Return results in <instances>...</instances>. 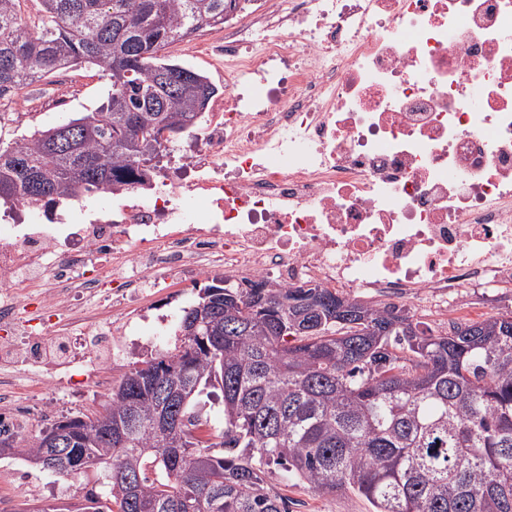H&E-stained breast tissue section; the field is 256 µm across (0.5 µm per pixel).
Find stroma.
Returning a JSON list of instances; mask_svg holds the SVG:
<instances>
[{
  "instance_id": "stroma-1",
  "label": "stroma",
  "mask_w": 512,
  "mask_h": 512,
  "mask_svg": "<svg viewBox=\"0 0 512 512\" xmlns=\"http://www.w3.org/2000/svg\"><path fill=\"white\" fill-rule=\"evenodd\" d=\"M167 56L186 67L204 72L216 87L224 85V61L204 47L203 42L189 40L171 45ZM111 88L107 75L97 67L63 69L46 75L41 81L19 90L11 102L25 112L22 121H15L11 110L0 106V144H12L35 130L58 125L99 103ZM210 275L196 277L191 283L178 284L161 290L147 300L139 301L143 311L157 307L164 311H180L196 302L200 288L208 284ZM398 307L407 309L415 319L424 322L433 333L447 332L454 322L476 321L488 316L512 312V285L505 284L485 294L480 290L463 289L449 300L447 310L440 311L398 300ZM136 355L114 363L95 360L89 363L77 384L58 390L57 372L44 370L31 376L16 390V412L31 407L46 410L42 426L67 415L99 413L122 376L136 362ZM271 491L286 495L291 501L290 512H372L371 504L357 495L322 497L307 483L283 485L279 469H272L267 479ZM96 477L65 479L41 471L22 459L0 455V512H23L30 494H37L38 507L56 512L57 508L83 503L89 490H101Z\"/></svg>"
}]
</instances>
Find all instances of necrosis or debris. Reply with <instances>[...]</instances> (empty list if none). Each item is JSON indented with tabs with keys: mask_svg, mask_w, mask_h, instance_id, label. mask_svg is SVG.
Returning <instances> with one entry per match:
<instances>
[{
	"mask_svg": "<svg viewBox=\"0 0 512 512\" xmlns=\"http://www.w3.org/2000/svg\"><path fill=\"white\" fill-rule=\"evenodd\" d=\"M210 46L187 175L88 221L0 214L1 366L70 368L75 336L123 360L132 300L216 270L434 303L512 283V0H254Z\"/></svg>",
	"mask_w": 512,
	"mask_h": 512,
	"instance_id": "4bbe7bcc",
	"label": "necrosis or debris"
}]
</instances>
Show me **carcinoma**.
Returning <instances> with one entry per match:
<instances>
[{
    "label": "carcinoma",
    "instance_id": "carcinoma-1",
    "mask_svg": "<svg viewBox=\"0 0 512 512\" xmlns=\"http://www.w3.org/2000/svg\"><path fill=\"white\" fill-rule=\"evenodd\" d=\"M0 0V98L64 68L108 72L107 101L0 147V202L53 209L63 198L145 186L144 151L192 133L216 88L183 77L164 50L224 25L242 0ZM214 277L184 310L181 345L123 377L100 414L65 416L18 454L60 435L51 471L104 470L105 492L74 512H289L264 487L284 479L322 496L358 494L373 512H512V314L434 335L394 306L331 288ZM261 294L272 311L251 307ZM221 401L224 428L193 410Z\"/></svg>",
    "mask_w": 512,
    "mask_h": 512
}]
</instances>
